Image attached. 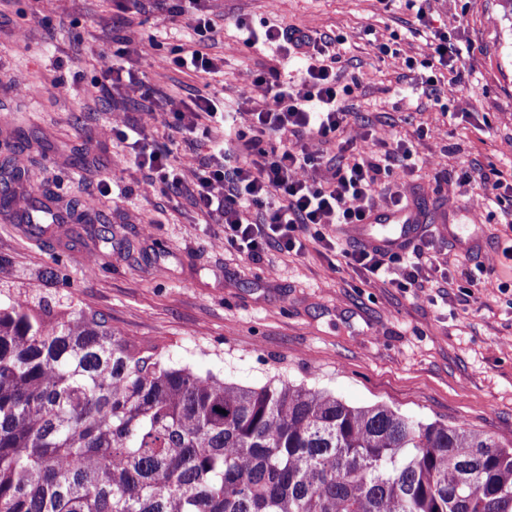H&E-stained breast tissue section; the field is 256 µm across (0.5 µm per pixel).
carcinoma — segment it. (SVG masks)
<instances>
[{"instance_id":"1","label":"carcinoma","mask_w":512,"mask_h":512,"mask_svg":"<svg viewBox=\"0 0 512 512\" xmlns=\"http://www.w3.org/2000/svg\"><path fill=\"white\" fill-rule=\"evenodd\" d=\"M0 512H512V445L0 303Z\"/></svg>"}]
</instances>
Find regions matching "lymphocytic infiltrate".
I'll use <instances>...</instances> for the list:
<instances>
[{
	"label": "lymphocytic infiltrate",
	"instance_id": "1",
	"mask_svg": "<svg viewBox=\"0 0 512 512\" xmlns=\"http://www.w3.org/2000/svg\"><path fill=\"white\" fill-rule=\"evenodd\" d=\"M173 14L199 41L173 48L171 64L196 75L218 73L219 61L207 53L206 44L219 28L201 0H182ZM236 28L244 46L270 45L292 64L293 74H282L275 66L251 72L247 83L260 94L242 92L238 108L222 111L215 98L201 96L182 110H148L150 120L162 121L173 132L199 135L207 144L201 159L173 156L168 147L130 135L126 122L113 118L110 133L129 143L134 163L144 173L145 190L161 187L187 195L210 223L223 226L225 245L246 257H260L271 247L301 253L302 238L308 235L364 278L385 275L396 288L424 287L423 271L434 262L431 237L389 253L364 245L348 247L328 233L336 224L367 223L380 209L407 207L404 191L383 188L381 179L396 170L405 177L415 172L410 148L400 145L377 154L384 141L369 129L341 146L342 159L329 180L310 176L350 117L343 100L353 89L340 85L331 67L341 35L315 37L284 24L266 25L261 32L241 22ZM114 43L112 52L101 56V89L123 87L149 96L150 88L123 64L131 52L130 39L118 37ZM298 74L303 77L299 84L294 81Z\"/></svg>",
	"mask_w": 512,
	"mask_h": 512
}]
</instances>
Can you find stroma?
<instances>
[{
  "label": "stroma",
  "mask_w": 512,
  "mask_h": 512,
  "mask_svg": "<svg viewBox=\"0 0 512 512\" xmlns=\"http://www.w3.org/2000/svg\"><path fill=\"white\" fill-rule=\"evenodd\" d=\"M169 0H0V172L25 161L24 181L0 208V297L37 296L102 313L129 336L156 342L173 357L226 381L259 387L271 380L327 389L353 406L385 403L425 422L461 424L512 444V199L480 183L447 185L440 175L493 168L512 176V23L501 0H432L436 21L455 22L454 63L437 88L428 33L414 12L379 0H209L224 33L210 47L224 60L221 80L180 72L169 62L185 43ZM265 21L319 35L335 32L336 71L353 93L345 134L367 129L389 144L411 141L416 171L410 203L427 223L461 211L435 235L448 266L438 287L415 294L364 282L318 243L301 255L268 249L251 260L222 246V227L185 199L143 194L142 173L126 144L105 136L113 113L146 138L182 155V137L149 122L139 95L101 92L103 51L114 36L142 49L129 66L165 109L200 95L237 100L263 52L245 47L234 23ZM389 44L378 54L374 41ZM417 62L407 69L406 58ZM25 75L29 94L13 82ZM69 91L56 95L53 84ZM94 200L88 215L71 201ZM33 202L60 223L19 224ZM499 253L493 271L478 272Z\"/></svg>",
  "instance_id": "35a3bbf8"
}]
</instances>
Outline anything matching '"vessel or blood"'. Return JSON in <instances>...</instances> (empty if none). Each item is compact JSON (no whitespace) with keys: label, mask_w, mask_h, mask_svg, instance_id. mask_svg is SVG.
Instances as JSON below:
<instances>
[{"label":"vessel or blood","mask_w":512,"mask_h":512,"mask_svg":"<svg viewBox=\"0 0 512 512\" xmlns=\"http://www.w3.org/2000/svg\"><path fill=\"white\" fill-rule=\"evenodd\" d=\"M424 231L423 221L413 208L381 211L370 223L346 226L348 237L391 251L409 247Z\"/></svg>","instance_id":"vessel-or-blood-1"}]
</instances>
